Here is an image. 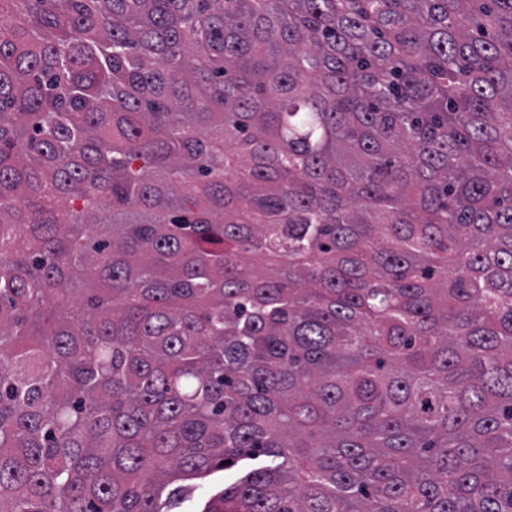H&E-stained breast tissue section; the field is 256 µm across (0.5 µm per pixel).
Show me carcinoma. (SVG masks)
<instances>
[{"instance_id":"carcinoma-1","label":"carcinoma","mask_w":512,"mask_h":512,"mask_svg":"<svg viewBox=\"0 0 512 512\" xmlns=\"http://www.w3.org/2000/svg\"><path fill=\"white\" fill-rule=\"evenodd\" d=\"M0 17V512H512V0Z\"/></svg>"}]
</instances>
